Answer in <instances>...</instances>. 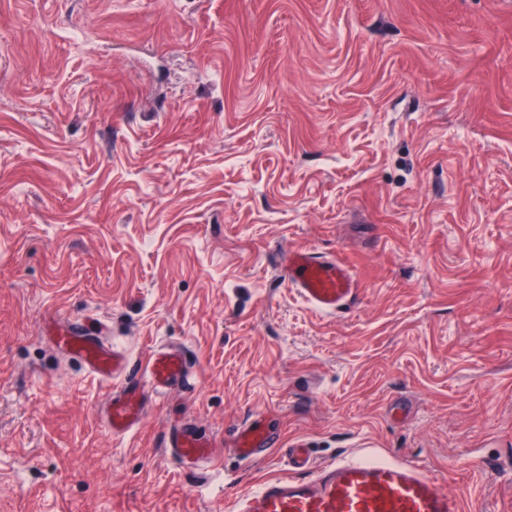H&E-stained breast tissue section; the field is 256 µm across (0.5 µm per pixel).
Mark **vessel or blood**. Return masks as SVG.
<instances>
[{"label": "vessel or blood", "mask_w": 512, "mask_h": 512, "mask_svg": "<svg viewBox=\"0 0 512 512\" xmlns=\"http://www.w3.org/2000/svg\"><path fill=\"white\" fill-rule=\"evenodd\" d=\"M286 275L319 312L348 311L360 296L349 267L312 249L290 250ZM104 329L101 321L86 318L63 329L54 342L89 372L111 381L105 423L113 435L122 436L140 425L153 402L189 385L191 365L187 351L171 344L154 350L144 369H135L127 353L107 340ZM277 445V434L254 417L237 427L231 450L252 462L269 457ZM167 446L184 463L200 465L214 457L210 439L189 425L170 432ZM296 464L302 476L266 481L236 499L233 512H459L456 497L415 463L379 461L359 453L316 466L300 457Z\"/></svg>", "instance_id": "b4317fda"}]
</instances>
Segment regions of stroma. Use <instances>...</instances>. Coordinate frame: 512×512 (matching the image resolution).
Returning a JSON list of instances; mask_svg holds the SVG:
<instances>
[{
	"mask_svg": "<svg viewBox=\"0 0 512 512\" xmlns=\"http://www.w3.org/2000/svg\"><path fill=\"white\" fill-rule=\"evenodd\" d=\"M301 246L356 307L288 285ZM88 315L192 388L112 435L52 342ZM298 440L512 512V0H0V512H226ZM286 276L288 283L319 312H346L359 300L360 286L353 271L314 249L290 250ZM277 446V434L267 428L263 419L254 417L237 427L230 449L240 460L252 462L269 457ZM167 448L183 463H211L214 457L209 438L190 425H183L169 433Z\"/></svg>",
	"mask_w": 512,
	"mask_h": 512,
	"instance_id": "stroma-1",
	"label": "stroma"
}]
</instances>
